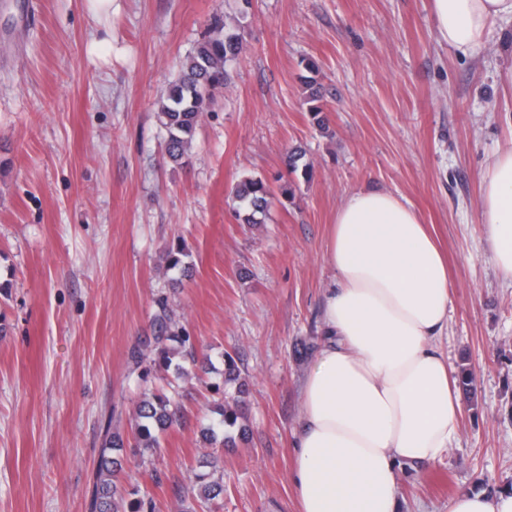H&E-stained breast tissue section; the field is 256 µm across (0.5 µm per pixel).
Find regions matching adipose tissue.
<instances>
[{
  "label": "adipose tissue",
  "instance_id": "1",
  "mask_svg": "<svg viewBox=\"0 0 512 512\" xmlns=\"http://www.w3.org/2000/svg\"><path fill=\"white\" fill-rule=\"evenodd\" d=\"M436 35L463 57H485L512 0H431ZM483 233L512 282V140L481 178ZM336 278L322 341L304 375L291 446L300 512H400L401 468L442 460L459 435L456 378L439 339L452 304L448 258L402 195L348 194L327 248ZM448 512H512V488L468 491Z\"/></svg>",
  "mask_w": 512,
  "mask_h": 512
}]
</instances>
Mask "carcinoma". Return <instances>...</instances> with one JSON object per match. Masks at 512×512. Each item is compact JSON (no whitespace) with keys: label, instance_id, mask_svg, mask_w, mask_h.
Instances as JSON below:
<instances>
[{"label":"carcinoma","instance_id":"carcinoma-1","mask_svg":"<svg viewBox=\"0 0 512 512\" xmlns=\"http://www.w3.org/2000/svg\"><path fill=\"white\" fill-rule=\"evenodd\" d=\"M243 25L241 20L227 23L216 15L202 37L197 40L192 51L181 64L177 78L169 85L158 112V119L167 137L164 153L169 162L175 165L186 163L188 151L203 112L214 100L215 93L231 80V69L243 51ZM311 88L308 100L313 102L309 114L314 124L324 125L322 108L317 105L319 92L314 88V78L305 81ZM305 152H288L286 166L294 176L307 178L310 164L304 161ZM237 204L236 213L245 224H263L274 199V190L260 178L246 177L237 183L234 192ZM187 252L178 248L167 254V268L177 269L182 275L190 273V266L184 258ZM157 312L154 325L157 344L156 351L135 347L129 353V363L139 371L145 381L156 367L173 370L180 378L188 374L185 362L197 361V339L184 328L177 326L169 308L168 299L156 300ZM222 384L212 385L220 392L224 387L234 388V395L224 400L218 414L220 421L209 426L204 438L210 445L221 448L235 444V437L243 438L246 427L240 424L243 418L239 410L240 397L245 394V384L240 382V373L232 357L224 361ZM178 404L175 393H146L136 409V424L133 441L112 432V415H107L103 424L104 439L98 449L99 466L94 474L93 489L88 505L89 512H155V503L148 496H141L125 502L126 489L119 474L122 471L123 454L127 447L156 448L157 434L177 422ZM199 500H213L224 491L223 475L215 472L196 476Z\"/></svg>","mask_w":512,"mask_h":512}]
</instances>
